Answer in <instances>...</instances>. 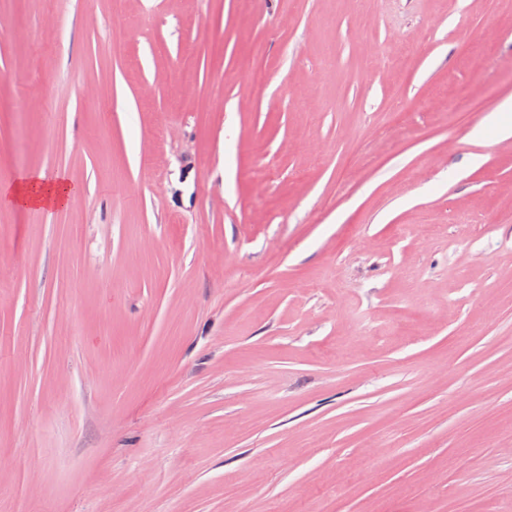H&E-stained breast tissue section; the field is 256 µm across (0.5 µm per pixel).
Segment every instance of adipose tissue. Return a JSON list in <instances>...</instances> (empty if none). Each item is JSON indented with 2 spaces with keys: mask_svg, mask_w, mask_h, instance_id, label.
I'll use <instances>...</instances> for the list:
<instances>
[{
  "mask_svg": "<svg viewBox=\"0 0 512 512\" xmlns=\"http://www.w3.org/2000/svg\"><path fill=\"white\" fill-rule=\"evenodd\" d=\"M74 192L67 174L49 178L38 170H24L12 184L0 188V203L21 209L61 208Z\"/></svg>",
  "mask_w": 512,
  "mask_h": 512,
  "instance_id": "adipose-tissue-1",
  "label": "adipose tissue"
}]
</instances>
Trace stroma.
I'll list each match as a JSON object with an SVG mask.
<instances>
[{"instance_id": "obj_1", "label": "stroma", "mask_w": 512, "mask_h": 512, "mask_svg": "<svg viewBox=\"0 0 512 512\" xmlns=\"http://www.w3.org/2000/svg\"><path fill=\"white\" fill-rule=\"evenodd\" d=\"M484 11L0 0V512H512ZM75 192L66 173L48 179L42 171L23 170L15 181L0 189V205L21 209H54L64 207Z\"/></svg>"}]
</instances>
